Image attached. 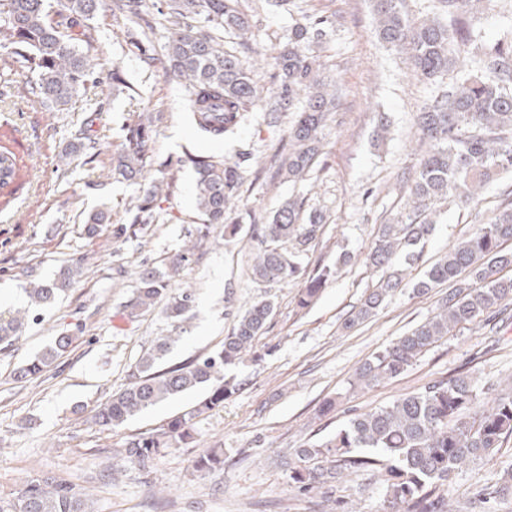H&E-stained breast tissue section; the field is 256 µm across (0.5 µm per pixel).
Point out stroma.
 <instances>
[{
	"label": "stroma",
	"mask_w": 512,
	"mask_h": 512,
	"mask_svg": "<svg viewBox=\"0 0 512 512\" xmlns=\"http://www.w3.org/2000/svg\"><path fill=\"white\" fill-rule=\"evenodd\" d=\"M306 14L331 17L329 40L313 53L337 76L343 94L338 112L324 130V149L307 180L279 176L275 150L285 138L291 112L268 127L264 112L251 114L231 142L199 136L183 112L184 83L147 64L140 50L146 21L154 20L164 0H143L140 18L99 13L90 23L103 78L100 94L79 93L66 111L21 100L0 90V148L17 155L21 189L10 205L0 206V312L27 305L29 279H53L61 266L77 263L81 275L56 302L32 309L29 323L11 351L0 354V494L15 492L31 479L53 478L91 491L92 512H379L376 476L362 473L303 495L292 488L283 457L333 433L351 409L390 404L458 372L478 382L512 375V325L497 319L456 331L428 350L401 376L371 387H352L356 369L415 325L431 317L447 286L427 295L405 287L390 295L375 315L355 326L342 324L364 293L380 278L366 262L380 225L410 210V184L428 144L421 140L415 115L435 93V85L416 77L373 33L371 0H297ZM251 17L247 64L259 86L275 81L273 58L285 43L288 21L264 0H246ZM119 69L123 81L107 76ZM163 104L164 113L150 140L154 170L172 177L158 223L129 224L140 184L115 181L112 155L124 136L128 113ZM99 152L93 163L76 156L68 170L57 167L62 153L91 111ZM385 114L389 132L375 141V116ZM251 159L240 162V154ZM221 158L241 164V195L225 224L205 223L195 195L193 159ZM303 199L324 222L301 253L300 276L264 285L249 275L257 243L254 229L268 223L282 201ZM496 187L478 204L461 208L439 204L437 224L424 248V264L412 270L419 279L471 230L476 220L496 211ZM111 213V227L95 237L84 231L87 215ZM182 263L172 287L191 288L196 303L188 319L171 322L155 307L128 317L125 305L138 274L170 270ZM320 265L338 273L309 308L297 305L306 275ZM273 302L274 312L256 342L258 360H245L229 372L240 391L196 420L192 443L166 449L149 469L124 454L125 442L149 433L189 409L196 394H186L137 414L113 431L91 417L96 407L124 388L144 351L157 338L174 337L168 363L191 360L221 346L236 316L255 300ZM74 335L69 351L47 372L20 380L13 371L37 356L54 338ZM336 410L320 415L326 400ZM224 451V466L196 471V457L208 448ZM512 467V438L492 457L463 466L449 496L456 512H473L475 494L489 488Z\"/></svg>",
	"instance_id": "1"
}]
</instances>
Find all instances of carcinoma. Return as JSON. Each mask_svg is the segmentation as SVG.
<instances>
[{
  "mask_svg": "<svg viewBox=\"0 0 512 512\" xmlns=\"http://www.w3.org/2000/svg\"><path fill=\"white\" fill-rule=\"evenodd\" d=\"M493 0H436L438 12L412 18L399 7V0H373L375 36L405 55L408 68L427 80L448 78L449 73L476 67V75L449 78L416 114V127L429 143L416 168L410 193L412 210L396 224H384L366 261L381 273L376 288L358 310L344 321L352 329L369 318L396 289L403 287L406 271L423 261L433 222L429 203L446 199L469 205L501 173L512 171V36L483 43L470 55L473 31L461 14L479 13ZM0 0V51L30 74L21 89L29 101L63 111L80 90L97 85L98 63L90 54L94 37L86 22L109 8L137 15L141 0ZM170 10L165 53L156 58L161 69L187 84L185 110L196 132L210 140H233L259 102H264L270 122L278 112L295 113L288 127V154L280 170L290 181H301L313 170L321 152L323 130L336 109L338 80L323 72L317 57L309 54L314 44L325 40L333 22L327 17L304 16L288 29V40L275 56V82L269 89L258 86L252 70L239 54L247 48L245 35L251 24L242 0H167ZM240 40L228 46L224 35ZM161 111L134 112L127 118L125 136L112 159V176L125 181L144 178L151 166L150 133ZM93 121L62 154L71 157L97 154L91 137ZM196 171L198 210L210 224L224 225V235L237 234L224 223L227 210L240 196L239 163L212 159L192 160ZM17 178L16 160L10 151L0 152V181L8 188ZM164 181L153 180L137 197L131 224H151L160 208ZM301 204L284 202L270 223L256 230L260 249L250 272L253 280L274 284L300 273L298 254L316 238L324 216L311 212L300 221ZM101 209L85 222L88 235L108 223ZM293 243L294 250L281 247ZM512 190L506 193L493 217L475 225L461 241L425 271L412 291L425 295L448 283L437 313L416 325L395 342L377 352L355 372L351 386H373L403 374L441 339L473 324L502 303H512V277L499 270L512 267ZM81 266L66 265L48 282H29L31 304L54 302L80 276ZM335 269L320 265L304 281L298 307L306 309L334 277ZM168 296L165 315L182 321L192 310L195 293L190 288L176 292L170 279L154 271L139 274L138 287L125 305L128 316L153 307ZM274 311L273 302L261 299L237 316L222 347L196 357L187 364L163 366L174 339L159 338L141 357L131 381L94 412L96 425L114 430L129 418L165 400L205 391L189 410L172 417L153 433L125 442V454L143 468L150 467L161 450L174 443H189L194 420L240 390L241 383L225 370L246 357L256 358L253 342L263 334ZM30 310L0 317V353L9 351L21 338ZM74 336L57 337L41 355L16 371L17 378L36 376L63 356ZM512 437V390L487 401L478 382L460 373L436 381L419 392L407 393L390 405L363 413L352 412L331 436L315 440L296 451L288 463L289 483L306 494L330 486L349 473L378 474L383 494V512H451L448 482L463 465L495 452ZM224 466V452L210 449L195 461L198 472ZM86 488L67 483L33 479L9 496L0 497V512H89Z\"/></svg>",
  "mask_w": 512,
  "mask_h": 512,
  "instance_id": "1",
  "label": "carcinoma"
}]
</instances>
